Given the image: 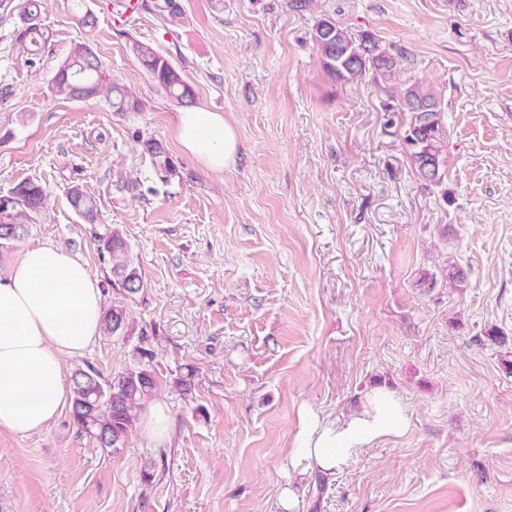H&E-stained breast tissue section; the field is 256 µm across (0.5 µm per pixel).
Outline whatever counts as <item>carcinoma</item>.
I'll return each instance as SVG.
<instances>
[{"instance_id": "obj_1", "label": "carcinoma", "mask_w": 512, "mask_h": 512, "mask_svg": "<svg viewBox=\"0 0 512 512\" xmlns=\"http://www.w3.org/2000/svg\"><path fill=\"white\" fill-rule=\"evenodd\" d=\"M40 0H21L23 24L16 30V41L35 51L48 40L39 24ZM314 40L324 71L332 80L350 83L370 72L374 79L391 80L396 61L371 32L352 36L329 19L319 21ZM132 52L150 78L180 105L194 103V93L169 61L151 45L140 41L132 44ZM56 96L71 100H88L101 94L109 99L115 112H135L138 103L125 88L112 81L107 65L88 46L79 44L59 66L51 82ZM396 111L401 113L400 134L412 165L422 179L440 185L445 178L443 154L447 143L444 112L436 94L419 85L407 87ZM156 177L167 182L176 174L173 159L163 143L150 139L144 143ZM46 197L44 187L33 181L19 182L11 195L0 197V240L18 241L26 233V224L42 208ZM75 212L92 224L97 214L95 199L79 187L69 191ZM98 250L109 256L112 276L117 279L123 295L131 299L143 288L142 276L129 259L126 240L117 230L95 235ZM126 307L110 306L103 316V330L114 335L125 326ZM154 387L145 371L127 370L110 379H103L92 366L76 369L71 376L69 424L88 434L101 448L118 453L134 426L138 411Z\"/></svg>"}]
</instances>
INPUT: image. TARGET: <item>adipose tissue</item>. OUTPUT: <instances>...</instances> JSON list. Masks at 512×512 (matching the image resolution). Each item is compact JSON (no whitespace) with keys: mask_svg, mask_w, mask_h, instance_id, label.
<instances>
[{"mask_svg":"<svg viewBox=\"0 0 512 512\" xmlns=\"http://www.w3.org/2000/svg\"><path fill=\"white\" fill-rule=\"evenodd\" d=\"M181 147L212 172L236 161L238 138L223 113L194 106L179 112ZM104 296L83 263L53 246L25 248L0 276V431L17 436L43 430L68 402L66 359L82 355L101 332ZM409 417L390 392L369 395L339 423L308 413L290 454L336 473L375 441L404 433Z\"/></svg>","mask_w":512,"mask_h":512,"instance_id":"adipose-tissue-1","label":"adipose tissue"}]
</instances>
